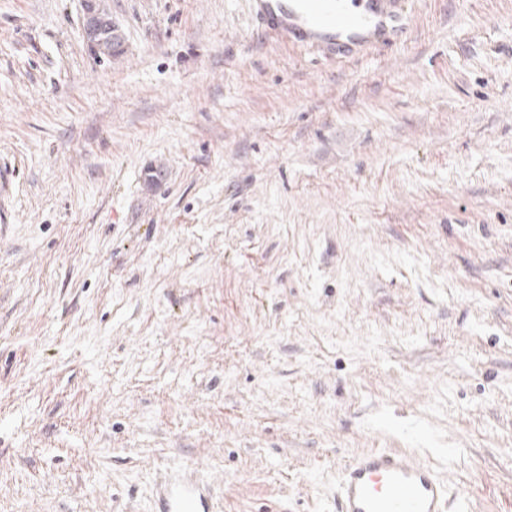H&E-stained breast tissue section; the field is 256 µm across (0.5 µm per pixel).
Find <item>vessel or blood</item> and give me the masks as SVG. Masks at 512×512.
<instances>
[{"mask_svg":"<svg viewBox=\"0 0 512 512\" xmlns=\"http://www.w3.org/2000/svg\"><path fill=\"white\" fill-rule=\"evenodd\" d=\"M404 0H252L265 33L277 43L324 58L351 61L405 42ZM195 463L172 469L153 487V512H212L210 487ZM336 512H450L447 481L428 463L386 449L353 456L340 469Z\"/></svg>","mask_w":512,"mask_h":512,"instance_id":"1","label":"vessel or blood"}]
</instances>
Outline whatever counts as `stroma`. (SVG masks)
<instances>
[{
  "label": "stroma",
  "mask_w": 512,
  "mask_h": 512,
  "mask_svg": "<svg viewBox=\"0 0 512 512\" xmlns=\"http://www.w3.org/2000/svg\"><path fill=\"white\" fill-rule=\"evenodd\" d=\"M0 0V512H332L394 449L512 512V0L354 61L250 0ZM100 0H82L83 21L82 31L88 46L97 54L106 40L118 41L123 44L121 28L112 19V14ZM122 44L106 43L101 55L111 57L122 52ZM196 467L186 462L154 485L153 512H213L211 489L194 477Z\"/></svg>",
  "instance_id": "1"
}]
</instances>
